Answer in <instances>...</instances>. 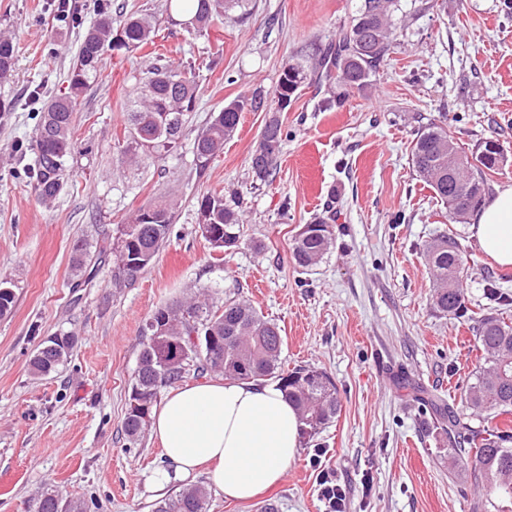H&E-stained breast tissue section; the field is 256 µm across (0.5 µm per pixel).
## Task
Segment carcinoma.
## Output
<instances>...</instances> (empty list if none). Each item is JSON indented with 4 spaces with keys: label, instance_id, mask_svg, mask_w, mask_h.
Returning a JSON list of instances; mask_svg holds the SVG:
<instances>
[{
    "label": "carcinoma",
    "instance_id": "carcinoma-1",
    "mask_svg": "<svg viewBox=\"0 0 512 512\" xmlns=\"http://www.w3.org/2000/svg\"><path fill=\"white\" fill-rule=\"evenodd\" d=\"M170 8L192 22L189 32L202 36L216 21L249 14L253 4L252 0H174ZM399 10L400 0H361L350 25L336 33L334 42L318 55L283 67L272 91L278 109L288 108L292 98L315 79L328 85V96L321 101L325 110L336 106L344 90L363 87L384 60L394 33L393 15ZM155 29V18L147 13L125 16L116 29L112 12L102 10L86 30L70 68L68 91L47 101L34 137L36 159L32 172L39 200L51 201L66 188L67 159L80 153L72 136L74 116L89 81L101 72L107 53L140 50L152 42ZM14 54L11 36L1 33L0 81L11 76ZM197 95L194 65H174L157 56L136 78L133 97L127 104L120 163L138 169L155 153L178 151ZM245 111H267L266 96L258 91L237 97L213 113L193 143V161L199 172H204L224 150V142L235 134ZM264 129L276 145V153L250 158L252 173L260 181L276 173L282 144L288 138V130L275 115L266 120ZM411 157L418 176L448 208V221L459 223L481 202L469 208L456 202L448 168L458 166L484 196L489 189L488 175L502 162L503 149L498 142L489 140L472 163L448 131L432 123L415 134ZM199 207L206 208L208 223L224 237V244L212 250L222 253L238 247L243 219L236 196L206 194ZM173 219L174 204L165 197L139 209L118 229L120 237L127 241V253L156 256L171 236ZM314 224L318 225L317 233L308 231L292 243L293 261L303 269L317 265L335 240L332 225L322 218L314 220ZM425 256L435 277L434 307L478 323L477 348L482 353V363L465 387L462 411L404 378L400 379L399 388L409 395L426 397L435 410L437 423L448 434L451 457L470 463L474 478L489 495L478 500L475 512H488L490 508L505 512L512 505V425H495L493 421L512 414V318L479 305L474 309L468 306L463 288L466 258L456 240L446 235L434 240L427 245ZM88 258L87 244L81 241L72 259L75 270L82 273L88 268L93 274L110 258L118 283L136 280L149 267L147 263L133 267L124 264L115 242L110 247H99L91 267ZM162 319L167 326L166 336L173 340L171 344H161L153 336L154 324ZM144 336L132 387L148 389L152 406L162 389L194 372L199 377L222 374L230 380H277L299 413L303 440L310 441L321 434L335 422L340 411L336 384L326 372L314 367L283 369L281 329L246 301L227 299L219 305L209 290L203 289L188 300L158 308L146 321ZM71 337L70 333H60L44 339L30 360L31 373L44 377L56 372L68 360L73 347L64 343L51 349L49 345ZM230 364L235 368L233 373L223 370ZM122 430L127 440L135 443L146 428L137 415L127 412ZM208 498L204 485H193L155 503L154 512H206ZM35 512H86V504L47 492L36 502Z\"/></svg>",
    "mask_w": 512,
    "mask_h": 512
}]
</instances>
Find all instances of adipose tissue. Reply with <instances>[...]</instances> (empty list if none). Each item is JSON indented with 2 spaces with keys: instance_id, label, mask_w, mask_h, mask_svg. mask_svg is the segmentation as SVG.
I'll use <instances>...</instances> for the list:
<instances>
[{
  "instance_id": "ef3b65f1",
  "label": "adipose tissue",
  "mask_w": 512,
  "mask_h": 512,
  "mask_svg": "<svg viewBox=\"0 0 512 512\" xmlns=\"http://www.w3.org/2000/svg\"><path fill=\"white\" fill-rule=\"evenodd\" d=\"M481 250L512 267V184L482 203L470 226ZM300 421L277 384L217 376L170 390L152 414L163 467L152 475L166 486L208 469L225 498L251 500L275 486L300 448Z\"/></svg>"
}]
</instances>
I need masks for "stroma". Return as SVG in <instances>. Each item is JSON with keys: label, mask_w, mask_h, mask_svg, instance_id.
I'll return each instance as SVG.
<instances>
[{"label": "stroma", "mask_w": 512, "mask_h": 512, "mask_svg": "<svg viewBox=\"0 0 512 512\" xmlns=\"http://www.w3.org/2000/svg\"><path fill=\"white\" fill-rule=\"evenodd\" d=\"M158 21L154 48L109 52L75 114L82 151L65 190L41 203L26 174L41 104L65 92L69 69L98 0H0V31L15 66L0 83V279L15 293L0 317V512H28L56 492L89 512H152L164 498L151 476L163 463L152 433L129 443L122 421L142 349L141 328L158 308L200 288L240 298L274 319L286 368L316 367L336 384V421L302 443L281 482L249 503L211 493L208 512H325L319 470L346 492V512H472L482 488L451 465L448 437L431 411L395 385L407 374L459 403L478 365L477 325L432 305L423 249L450 234L465 252L464 286L485 304L488 281L512 294V268L485 255L468 225L453 224L412 168L413 132L447 127L467 154L498 141L504 161L490 189L512 184V0H401L405 21L376 77L330 111L304 88L279 115L290 133L276 175L256 180L250 156L268 118L242 113L238 130L205 173L191 144L225 101L271 93L285 64L314 55L355 15L360 0H256L246 18L192 36L167 0H110ZM196 63L199 96L181 149L140 169L118 164L125 104L152 51ZM234 193L242 243L216 260L201 236L199 201ZM175 200L173 232L138 279L118 287L112 266L85 282L73 247L96 244L158 195ZM333 216L335 244L309 270L291 245L304 224ZM74 332L67 362L36 379L29 359L47 336Z\"/></svg>", "instance_id": "obj_1"}]
</instances>
